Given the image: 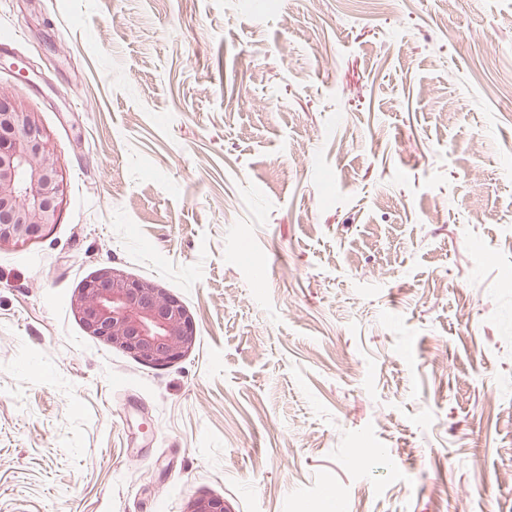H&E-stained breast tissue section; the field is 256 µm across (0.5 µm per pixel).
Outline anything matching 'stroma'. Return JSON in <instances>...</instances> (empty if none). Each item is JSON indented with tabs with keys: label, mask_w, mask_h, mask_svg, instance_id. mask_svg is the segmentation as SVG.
Segmentation results:
<instances>
[{
	"label": "stroma",
	"mask_w": 512,
	"mask_h": 512,
	"mask_svg": "<svg viewBox=\"0 0 512 512\" xmlns=\"http://www.w3.org/2000/svg\"><path fill=\"white\" fill-rule=\"evenodd\" d=\"M503 81L512 0H0L64 180L0 248V512H512ZM111 266L190 354L83 329ZM71 310L89 334L157 369L195 345L190 315L166 288L116 267L99 269L77 288ZM183 512H231L223 498L214 495H197L190 498Z\"/></svg>",
	"instance_id": "1"
}]
</instances>
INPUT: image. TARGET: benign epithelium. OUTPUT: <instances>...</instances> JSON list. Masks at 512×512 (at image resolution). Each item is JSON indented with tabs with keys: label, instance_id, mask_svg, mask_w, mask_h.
<instances>
[{
	"label": "benign epithelium",
	"instance_id": "benign-epithelium-1",
	"mask_svg": "<svg viewBox=\"0 0 512 512\" xmlns=\"http://www.w3.org/2000/svg\"><path fill=\"white\" fill-rule=\"evenodd\" d=\"M64 182L36 113L0 96V246L43 237L58 223ZM74 317L91 335L162 369L195 345L190 315L159 284L116 267L98 270L76 289ZM184 512H230L214 495L190 498Z\"/></svg>",
	"mask_w": 512,
	"mask_h": 512
}]
</instances>
